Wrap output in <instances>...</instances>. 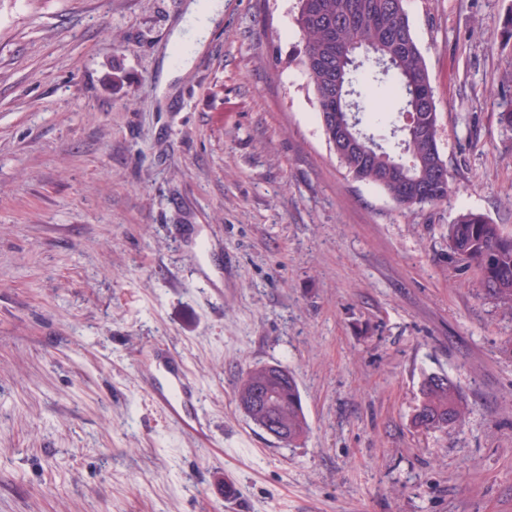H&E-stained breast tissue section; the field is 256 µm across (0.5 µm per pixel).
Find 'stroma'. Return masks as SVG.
Masks as SVG:
<instances>
[{
	"label": "stroma",
	"mask_w": 512,
	"mask_h": 512,
	"mask_svg": "<svg viewBox=\"0 0 512 512\" xmlns=\"http://www.w3.org/2000/svg\"><path fill=\"white\" fill-rule=\"evenodd\" d=\"M188 2L0 0V512H512V312L448 257L460 212L512 235V0H407L452 189L412 209L330 149L296 0H224L183 74ZM272 363L290 446L235 398ZM434 373L462 426H413ZM158 367L161 376L153 375L147 383L156 404L176 421L182 419L187 409L192 408L196 416L194 423L201 426L203 418L193 405V387L182 372L181 359L175 353L168 352ZM272 366L288 373V369L279 364H266L250 368L240 379L236 397H240L247 377H252L255 382L259 383L263 390L270 393L273 404H271L269 411L262 416L253 413V420L255 422H263V419L266 417H277L281 421H288V436H286V430L280 429L277 425H273L270 422L261 424V428L276 440L278 438L277 434H279L290 445L295 443L293 439L298 441L305 436L308 424L302 409L301 397L295 378L290 373L284 375L282 372H278L276 375H273L276 370H271Z\"/></svg>",
	"instance_id": "1"
}]
</instances>
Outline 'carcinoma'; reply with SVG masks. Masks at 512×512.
<instances>
[{
  "mask_svg": "<svg viewBox=\"0 0 512 512\" xmlns=\"http://www.w3.org/2000/svg\"><path fill=\"white\" fill-rule=\"evenodd\" d=\"M406 0H297L295 23L304 43L299 59L318 104L328 142L345 117L357 115L358 128L377 149L366 153L337 151L352 174L381 188L404 208L437 204L448 199L446 163L437 143L438 115L425 57L418 46L405 8ZM390 82L399 113L410 123L392 126L390 137L376 139L369 129L382 122L373 103L374 89ZM351 95L336 99V90ZM448 256L479 271L480 286L499 306L512 312V235L503 233L485 215L464 211L448 225ZM251 377L273 401L269 411L253 420L276 417L288 422V443L305 436L308 424L295 378L271 365L247 370L237 386L241 395ZM467 407L457 385L443 375L427 377L412 421L424 429H444L448 419L460 424Z\"/></svg>",
  "mask_w": 512,
  "mask_h": 512,
  "instance_id": "obj_1",
  "label": "carcinoma"
}]
</instances>
